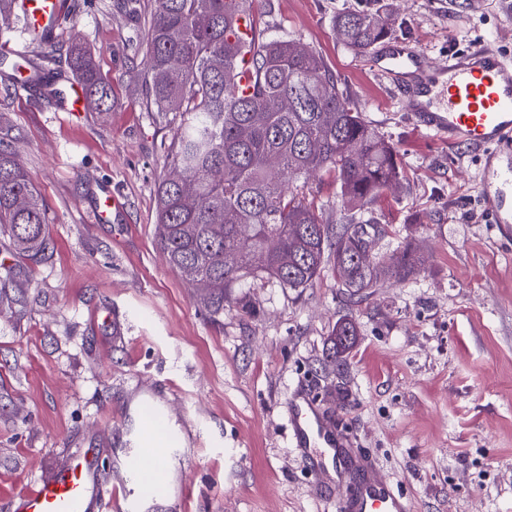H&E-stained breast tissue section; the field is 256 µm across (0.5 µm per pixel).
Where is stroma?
<instances>
[{"label": "stroma", "mask_w": 512, "mask_h": 512, "mask_svg": "<svg viewBox=\"0 0 512 512\" xmlns=\"http://www.w3.org/2000/svg\"><path fill=\"white\" fill-rule=\"evenodd\" d=\"M61 2L58 73L70 78L68 46L84 41L114 105L76 117L52 86L9 95L0 77V141L31 176L52 241L32 260L0 236V505L78 450L100 449L101 473L116 476L149 401L168 406L184 450L155 480L157 512H336L321 492L332 475L292 446L287 406L304 385L412 512H512V233L486 215L481 154L417 131L333 30L345 8L373 6L435 59L482 39L512 59V0H256L264 37L321 53L395 147L407 179L373 209L378 250L409 242L424 263L357 304L327 268L303 290L233 289L218 315L156 237L180 118L150 111L137 81L155 0L134 14L124 0ZM108 188L122 206L100 223ZM347 315L359 336L342 369H324Z\"/></svg>", "instance_id": "obj_1"}]
</instances>
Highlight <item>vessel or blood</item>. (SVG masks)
Returning <instances> with one entry per match:
<instances>
[{"label": "vessel or blood", "mask_w": 512, "mask_h": 512, "mask_svg": "<svg viewBox=\"0 0 512 512\" xmlns=\"http://www.w3.org/2000/svg\"><path fill=\"white\" fill-rule=\"evenodd\" d=\"M15 5L36 31L54 32L60 0H16ZM367 59L372 74L396 92L419 131L451 147L484 152L483 202L494 223L512 228V59L484 40L449 50L444 61L407 42L379 46ZM57 98L60 111L87 109L77 82H70ZM288 413L294 447L311 455L316 467L336 459L338 449L346 447L342 432L319 417L309 399L298 397ZM168 414L167 408H157L133 431L122 461L123 502H116L111 480L83 453L9 498L6 512H111L115 507L120 512H148L151 502L141 486L152 471L179 454L174 441L156 429L157 419ZM337 512H410V505L387 482L374 478L360 483L355 497L339 499Z\"/></svg>", "instance_id": "1"}]
</instances>
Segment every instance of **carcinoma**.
I'll return each instance as SVG.
<instances>
[{"label":"carcinoma","instance_id":"carcinoma-1","mask_svg":"<svg viewBox=\"0 0 512 512\" xmlns=\"http://www.w3.org/2000/svg\"><path fill=\"white\" fill-rule=\"evenodd\" d=\"M249 2L156 0L149 65L140 79L154 111L180 116L173 174L156 191V229L168 264L213 313L248 281L308 288L329 261L351 297L367 296L385 280H407L420 255L406 244L380 257L383 230L365 218L385 189L404 179L394 147L340 89L318 51L296 53L290 36L263 41L255 27L246 41L231 40L236 13ZM334 30L360 56L395 37L372 9L342 11ZM244 53L252 59L248 88L237 77ZM68 65L94 109L109 111L112 89L93 54L76 42ZM320 174L338 188L334 223L299 185ZM20 197L27 200L23 209L16 206ZM0 228L18 253L35 259L50 244L34 184L6 147H0ZM356 336L352 319L337 321L323 365L336 366Z\"/></svg>","mask_w":512,"mask_h":512}]
</instances>
